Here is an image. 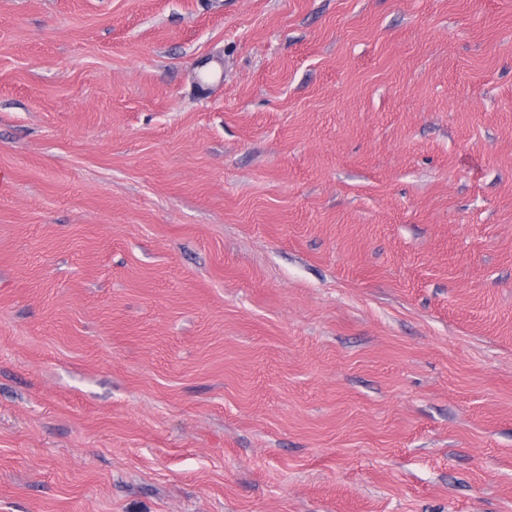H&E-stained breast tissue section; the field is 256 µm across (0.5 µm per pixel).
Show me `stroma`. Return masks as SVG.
<instances>
[{"instance_id":"35a3bbf8","label":"stroma","mask_w":512,"mask_h":512,"mask_svg":"<svg viewBox=\"0 0 512 512\" xmlns=\"http://www.w3.org/2000/svg\"><path fill=\"white\" fill-rule=\"evenodd\" d=\"M0 179V512H512V0H0Z\"/></svg>"}]
</instances>
